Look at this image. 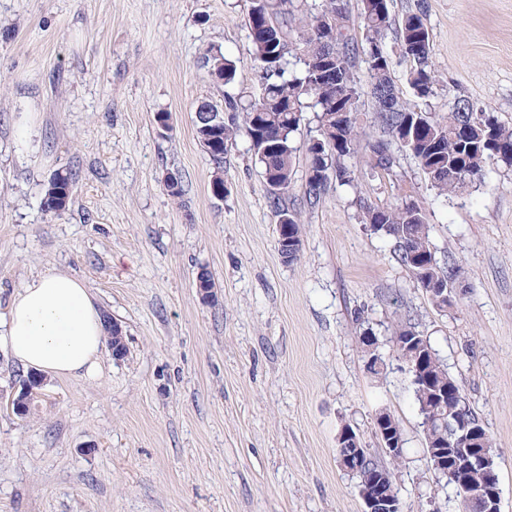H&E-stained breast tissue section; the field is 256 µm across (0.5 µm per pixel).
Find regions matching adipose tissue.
I'll use <instances>...</instances> for the list:
<instances>
[{
    "label": "adipose tissue",
    "mask_w": 512,
    "mask_h": 512,
    "mask_svg": "<svg viewBox=\"0 0 512 512\" xmlns=\"http://www.w3.org/2000/svg\"><path fill=\"white\" fill-rule=\"evenodd\" d=\"M105 336L89 288L54 270L14 292L0 318V345L23 367L54 378L95 375Z\"/></svg>",
    "instance_id": "adipose-tissue-1"
}]
</instances>
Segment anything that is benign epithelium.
Masks as SVG:
<instances>
[{
    "mask_svg": "<svg viewBox=\"0 0 512 512\" xmlns=\"http://www.w3.org/2000/svg\"><path fill=\"white\" fill-rule=\"evenodd\" d=\"M278 244L284 259L291 261L299 255L300 243L289 237L286 231H279ZM422 287L428 289L429 297L452 299L453 288L442 280L423 279ZM45 380L42 376H32L22 385L21 391L13 394L10 406L18 415L29 412L34 400L42 395ZM378 434L383 437L385 447L391 459L397 462L403 455V440L394 419L382 413L375 417ZM478 427L464 415L463 409L451 414L448 419V438L435 444L436 462L448 478L461 486L468 495L483 500L486 512H500V488L497 468L485 448L470 445L476 436ZM338 442L346 453L340 458L344 470H357L360 467L365 449L352 429L341 431ZM392 473L384 468L366 476L359 496L364 505V512H402L400 499L392 496L388 490Z\"/></svg>",
    "mask_w": 512,
    "mask_h": 512,
    "instance_id": "obj_1",
    "label": "benign epithelium"
}]
</instances>
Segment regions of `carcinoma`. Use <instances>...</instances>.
<instances>
[{
	"label": "carcinoma",
	"instance_id": "1",
	"mask_svg": "<svg viewBox=\"0 0 512 512\" xmlns=\"http://www.w3.org/2000/svg\"><path fill=\"white\" fill-rule=\"evenodd\" d=\"M378 0H361V23L366 31L365 45L355 44L350 33L340 35L336 46L329 49L319 42V26L324 20L343 21L348 13V0H325L321 14L309 19L296 17L293 0H252L247 28V54L259 64L264 74L262 93L258 99L239 107L233 96H228L227 118L214 132L196 124L200 142H208L207 154L217 173L211 184L213 194L224 187L222 177L224 154L229 143L241 131L247 137L261 132L270 140V146L255 145L252 152L261 166L265 183L273 195L277 215L286 214L289 235L301 238L298 215L281 204L293 180V160L296 147L293 135L303 121L304 100L317 108V126L314 137L322 141L326 177L307 178V203H318L324 194L329 177L343 185L357 183L355 166L350 160L360 146V108L362 88L355 76V60L360 55L373 53L367 62L368 94L376 107V120L384 138L365 146L368 163L373 169L384 166L382 147L404 135L410 140L404 148L410 152L431 187L440 195L458 194L470 184L483 179L490 161L512 165V128L501 124L493 113L476 106L469 99L458 96V105L444 116L418 111L398 100L392 76L390 50L384 42L385 32L392 26L389 9L377 10ZM298 24V34L306 40L308 61L299 75L288 72L290 53H279L288 44L287 28ZM397 45L403 57L410 61L406 80L414 95L425 99L433 95L436 76L430 64V33L420 12L408 13L398 21ZM336 54V75L318 83L317 73L327 51ZM204 66L218 80L231 84L236 81L235 63L217 51L204 60ZM348 104L345 120L338 119V104ZM76 185L75 174L69 168L56 170L47 182L44 211L59 214L66 210ZM363 223L371 231L389 237L393 242L398 262L412 277L416 268L413 258L427 263L429 277L438 280H456L454 270L446 271L433 254L430 225L425 210L410 198L390 208L368 205L364 207ZM398 335L414 342L412 350L427 362L435 385L454 381L447 367L433 349L430 340L412 326L399 329ZM414 395L422 419L425 441L445 434L448 429V408L432 402L434 389L413 382Z\"/></svg>",
	"mask_w": 512,
	"mask_h": 512
}]
</instances>
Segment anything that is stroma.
<instances>
[{
	"label": "stroma",
	"mask_w": 512,
	"mask_h": 512,
	"mask_svg": "<svg viewBox=\"0 0 512 512\" xmlns=\"http://www.w3.org/2000/svg\"><path fill=\"white\" fill-rule=\"evenodd\" d=\"M251 0H0V314L26 281L56 269L84 281L121 325L127 353L103 350L94 377L50 378L26 416L4 400L27 370L0 347V512H362L337 456L350 426L390 466L404 512H462L427 458L411 375L394 344L405 321L428 336L491 438L501 512H512V166L440 196L392 144L397 175L329 181L305 203L306 142L294 136L286 203L302 247L283 259L277 217L246 136L224 156V194L195 112L259 94L246 53ZM422 12L437 75L430 111L463 95L512 127V0H390ZM235 61L227 85L202 61ZM165 112L171 127L155 117ZM60 168L72 202L42 208ZM184 193L172 197L167 173ZM412 192L441 266L463 282L439 309L371 232L362 207ZM208 271L216 299L196 280ZM387 363L365 367L359 338ZM399 420L393 464L374 429Z\"/></svg>",
	"instance_id": "obj_1"
}]
</instances>
